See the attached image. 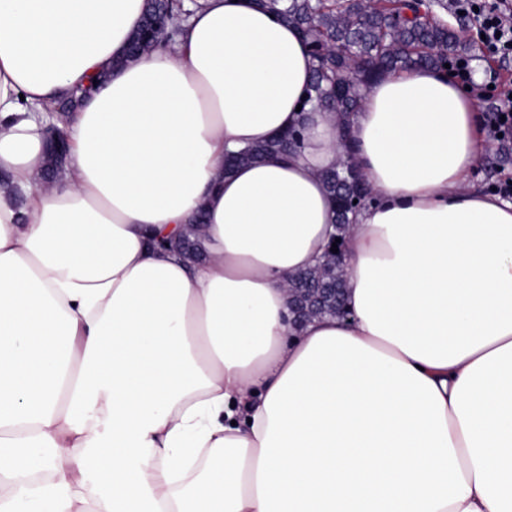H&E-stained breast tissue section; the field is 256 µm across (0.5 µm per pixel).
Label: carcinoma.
Instances as JSON below:
<instances>
[{
  "label": "carcinoma",
  "instance_id": "1",
  "mask_svg": "<svg viewBox=\"0 0 512 512\" xmlns=\"http://www.w3.org/2000/svg\"><path fill=\"white\" fill-rule=\"evenodd\" d=\"M257 6L292 24L309 49L314 69L307 101L339 114L345 126L361 106L376 78L403 69L430 67L445 70L448 52L468 50L436 7L444 0H257ZM188 16L182 0H149L144 22L132 40L138 54L178 35L179 21ZM350 72L346 81L342 74ZM299 128L252 147L224 161L229 171L238 163L253 162L300 146ZM336 203V235L343 239L358 210L370 200L369 189L353 163H339L322 174ZM344 288L339 267L318 263L291 281V288Z\"/></svg>",
  "mask_w": 512,
  "mask_h": 512
}]
</instances>
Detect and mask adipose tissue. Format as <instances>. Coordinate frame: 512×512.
<instances>
[{
    "label": "adipose tissue",
    "instance_id": "ef3b65f1",
    "mask_svg": "<svg viewBox=\"0 0 512 512\" xmlns=\"http://www.w3.org/2000/svg\"><path fill=\"white\" fill-rule=\"evenodd\" d=\"M200 2L131 58L145 0H0V512H512V202L470 183L473 96L388 74L341 126L292 26ZM347 149L350 316L297 325ZM189 233L203 260L164 248ZM95 89L96 86L91 87L81 99H76L72 102L63 101L58 103L57 106L53 108L52 112H49V116L53 121H49L43 127L42 134L45 144L48 143L51 147L52 155L56 160V169L53 173L46 174V180L50 181L56 176L58 171L61 170L66 163L68 156L69 135L66 125L64 123L62 124V122L68 120L70 113L76 112L79 107H81L82 103L92 96ZM59 124H61L62 127L59 126ZM303 137V129H297L281 136L275 137L267 143L252 147L240 154L231 156L224 161V170L229 171L238 163L253 162L278 152L288 150V140L292 142L290 149L300 146ZM322 178L336 203L335 238L341 241L355 223L358 210L369 202V189L351 161L339 162L336 169L324 172ZM354 199H357L356 204H353Z\"/></svg>",
    "mask_w": 512,
    "mask_h": 512
}]
</instances>
